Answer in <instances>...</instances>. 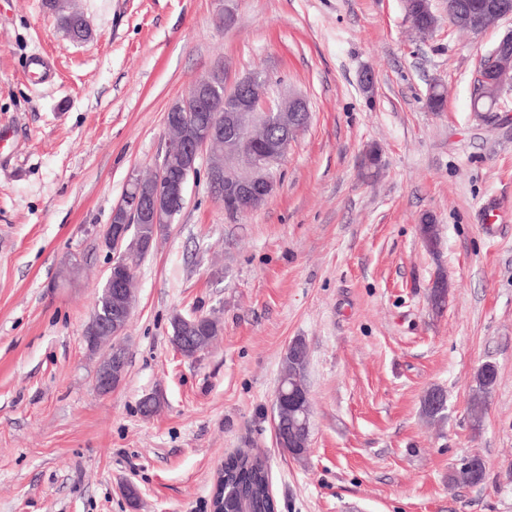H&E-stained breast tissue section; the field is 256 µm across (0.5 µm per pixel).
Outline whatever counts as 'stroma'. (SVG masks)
Wrapping results in <instances>:
<instances>
[{
  "instance_id": "1",
  "label": "stroma",
  "mask_w": 512,
  "mask_h": 512,
  "mask_svg": "<svg viewBox=\"0 0 512 512\" xmlns=\"http://www.w3.org/2000/svg\"><path fill=\"white\" fill-rule=\"evenodd\" d=\"M46 2L0 0V512H209L216 467L240 449L267 459L277 512H512V87L501 109L471 105L478 60L512 19L465 34L432 0L439 23L421 39L403 0H73L92 30L75 43ZM219 13L232 24L216 28ZM37 52L50 83L30 78ZM214 71L230 85L267 74L270 96L304 95L311 122L258 211L229 217L205 177L190 181L137 272L125 378L99 394L83 336L111 262L100 238L129 174L158 168L168 107ZM73 253L84 268L65 285ZM177 313L217 322L194 357L170 343ZM296 339L312 424L300 460L273 420ZM486 363L497 379L476 432ZM473 455L484 481L449 485ZM497 378V369L493 364H484L477 372L475 377V389L471 402V418L473 420V430L479 431L484 405L488 394L491 392Z\"/></svg>"
}]
</instances>
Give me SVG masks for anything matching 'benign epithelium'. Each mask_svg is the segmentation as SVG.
<instances>
[{
  "label": "benign epithelium",
  "instance_id": "benign-epithelium-1",
  "mask_svg": "<svg viewBox=\"0 0 512 512\" xmlns=\"http://www.w3.org/2000/svg\"><path fill=\"white\" fill-rule=\"evenodd\" d=\"M448 8L456 10L460 22L475 34L512 18V0H487L479 6H460L450 0ZM485 59L491 66L486 80L505 79L512 71V32L506 33ZM267 82L265 74L253 73L234 84L235 95L224 106V129L220 130L191 123V112L212 106L213 93L225 86L223 74L212 72L193 81L187 94L165 114L168 143L179 144L178 172H170L163 164L150 179L134 173L129 176L101 239L102 245L112 252L111 273L104 288L106 312L97 313L90 334L84 337L87 351L99 356L96 372L99 393H111L124 379L127 349L119 337L124 331L123 316L133 310L131 261L151 245V240L130 234L132 225L151 224L154 234H159L165 225L173 223L178 213L176 205L185 200L189 181L202 172L214 197L223 202L232 201L238 216L260 209L275 194L278 181L269 173L282 164L289 145L307 127L310 112L306 101L298 95H290L275 104L267 101L264 93ZM271 125L276 135L264 139L263 149L253 155L247 171H239L243 142ZM221 136L224 154L217 157L212 154V144ZM105 340L110 345L103 352L101 345Z\"/></svg>",
  "mask_w": 512,
  "mask_h": 512
}]
</instances>
